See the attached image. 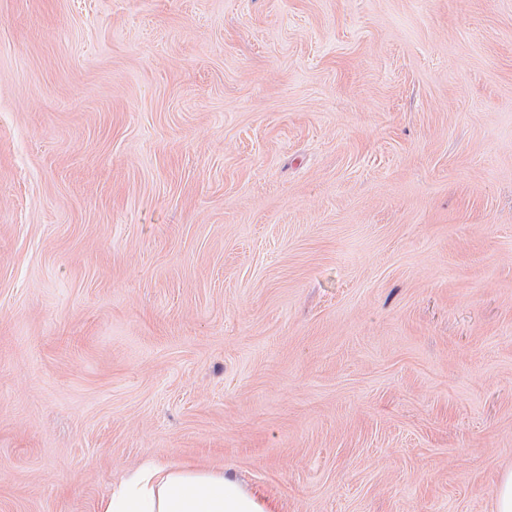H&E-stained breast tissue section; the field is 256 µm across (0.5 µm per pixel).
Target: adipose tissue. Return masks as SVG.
I'll list each match as a JSON object with an SVG mask.
<instances>
[{"label": "adipose tissue", "mask_w": 512, "mask_h": 512, "mask_svg": "<svg viewBox=\"0 0 512 512\" xmlns=\"http://www.w3.org/2000/svg\"><path fill=\"white\" fill-rule=\"evenodd\" d=\"M97 512H277L238 479L189 465L143 463L103 498Z\"/></svg>", "instance_id": "1"}]
</instances>
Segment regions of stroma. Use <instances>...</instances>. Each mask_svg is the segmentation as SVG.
<instances>
[{"label": "stroma", "mask_w": 512, "mask_h": 512, "mask_svg": "<svg viewBox=\"0 0 512 512\" xmlns=\"http://www.w3.org/2000/svg\"><path fill=\"white\" fill-rule=\"evenodd\" d=\"M148 460L496 512L512 0H0V512Z\"/></svg>", "instance_id": "1"}]
</instances>
